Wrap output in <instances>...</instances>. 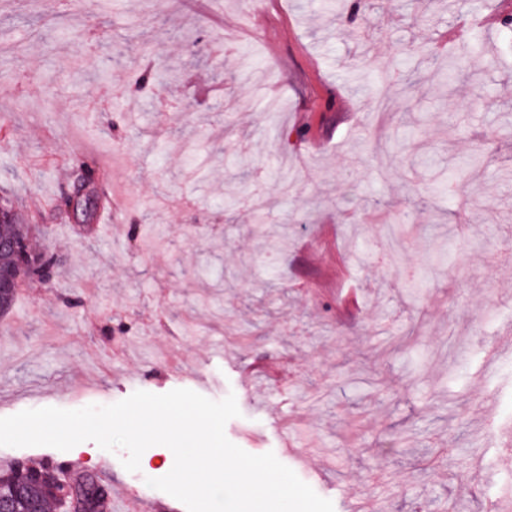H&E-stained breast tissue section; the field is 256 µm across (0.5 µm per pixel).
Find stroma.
<instances>
[{"mask_svg": "<svg viewBox=\"0 0 512 512\" xmlns=\"http://www.w3.org/2000/svg\"><path fill=\"white\" fill-rule=\"evenodd\" d=\"M512 0H0V201L63 254L0 318V417L184 388L334 512H493L512 486ZM459 77L407 86L414 46ZM398 58L399 71L378 65ZM154 76L138 79L145 68ZM482 155L479 172L469 161ZM114 223L78 234L84 179ZM277 202L256 225L227 193ZM245 335L230 346L229 334ZM125 450L107 512H187ZM466 51L464 48L448 52L447 57L441 59L435 69V75L440 80H447L455 77L465 63Z\"/></svg>", "mask_w": 512, "mask_h": 512, "instance_id": "1", "label": "stroma"}]
</instances>
